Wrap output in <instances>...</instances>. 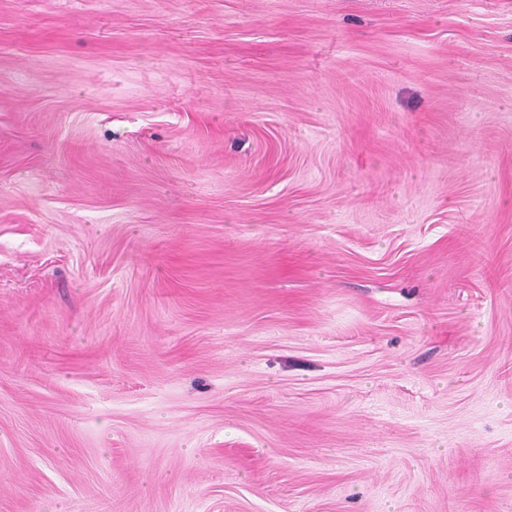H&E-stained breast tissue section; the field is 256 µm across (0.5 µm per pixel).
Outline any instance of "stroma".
<instances>
[{"mask_svg":"<svg viewBox=\"0 0 512 512\" xmlns=\"http://www.w3.org/2000/svg\"><path fill=\"white\" fill-rule=\"evenodd\" d=\"M0 512H512V0H0Z\"/></svg>","mask_w":512,"mask_h":512,"instance_id":"1","label":"stroma"}]
</instances>
